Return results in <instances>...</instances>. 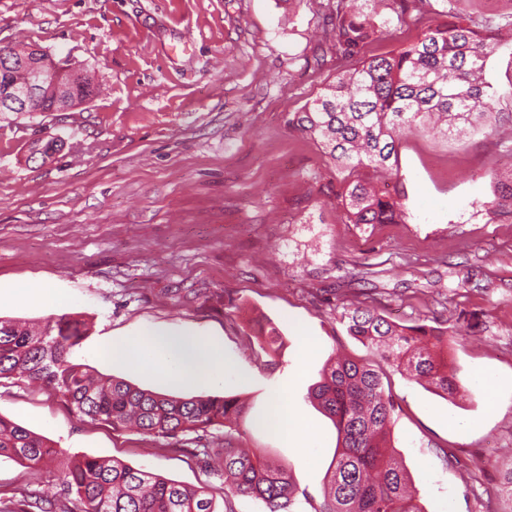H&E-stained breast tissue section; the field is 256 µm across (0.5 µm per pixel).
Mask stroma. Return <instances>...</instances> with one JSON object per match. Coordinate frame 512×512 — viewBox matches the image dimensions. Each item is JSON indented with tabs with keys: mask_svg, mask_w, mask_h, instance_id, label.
<instances>
[{
	"mask_svg": "<svg viewBox=\"0 0 512 512\" xmlns=\"http://www.w3.org/2000/svg\"><path fill=\"white\" fill-rule=\"evenodd\" d=\"M418 15L391 19L364 56L415 40ZM332 20L328 0H0V46L38 45L101 88L69 112L0 113V317L85 321L72 359L101 375L166 396L238 397L248 413L236 445L282 461L297 512L322 500L337 444L309 392L332 356L373 357L348 335L343 305L471 326L448 349L451 366L485 380L470 394L451 402L386 368L394 444L425 512H512L500 491L512 470V221L475 212L512 160L494 136L403 135L398 170L379 183L405 193L407 219L349 224L341 174L288 124L336 69ZM50 139L64 148L45 162L33 146ZM41 285L58 305L35 296ZM258 320L281 331L277 353L259 348ZM145 329L214 344L230 373L171 382L130 368L114 348ZM277 401L303 434L264 425ZM0 415L72 456L224 489L185 436L117 432L44 389L0 382ZM62 478L60 464L0 457V504L60 493Z\"/></svg>",
	"mask_w": 512,
	"mask_h": 512,
	"instance_id": "1",
	"label": "stroma"
}]
</instances>
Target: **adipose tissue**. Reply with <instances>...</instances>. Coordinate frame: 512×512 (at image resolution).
Instances as JSON below:
<instances>
[{"instance_id": "adipose-tissue-1", "label": "adipose tissue", "mask_w": 512, "mask_h": 512, "mask_svg": "<svg viewBox=\"0 0 512 512\" xmlns=\"http://www.w3.org/2000/svg\"><path fill=\"white\" fill-rule=\"evenodd\" d=\"M124 356L131 366L151 368L172 381L220 377L228 369L226 361L200 341L164 332H150L145 338L129 340Z\"/></svg>"}]
</instances>
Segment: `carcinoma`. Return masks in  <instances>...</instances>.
I'll return each mask as SVG.
<instances>
[{
    "instance_id": "cac0c4a2",
    "label": "carcinoma",
    "mask_w": 512,
    "mask_h": 512,
    "mask_svg": "<svg viewBox=\"0 0 512 512\" xmlns=\"http://www.w3.org/2000/svg\"><path fill=\"white\" fill-rule=\"evenodd\" d=\"M427 4L447 22L428 26L417 41L386 55L360 57L383 35L388 9L405 15L415 2ZM460 0H336L328 40L339 65L319 95L288 119V125L315 139L346 173L336 194L348 221L358 226L393 224L406 218L400 195L353 178L361 168L388 169L405 133L438 130L446 137L481 132L500 135L512 127V113L497 109L499 96L485 76L488 59L512 35V12L496 22L477 21L458 10ZM478 213L494 222L512 220V167L495 174L492 198ZM341 319L348 333L413 381L427 382L448 399L479 386L448 364V340L464 329L388 320L375 305L349 303ZM87 331L67 317L35 328L0 318V380L41 384L77 416L122 430L136 427L154 438L197 434L231 427L245 419L246 404L233 396L173 398L113 377L94 375L70 360ZM262 348L276 352L281 334L258 331ZM384 373L369 363L333 357L312 396L337 432L331 475L314 512H424L410 478L387 443L395 403ZM30 468L54 463L61 451L44 436L0 416V456ZM206 467L224 477V496L262 501L267 512H296V488L287 468L264 453L234 445L233 434L195 449ZM217 512L212 494L167 480L114 459H67L61 498L21 494L14 508L0 512Z\"/></svg>"
}]
</instances>
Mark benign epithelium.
Masks as SVG:
<instances>
[{"label":"benign epithelium","mask_w":512,"mask_h":512,"mask_svg":"<svg viewBox=\"0 0 512 512\" xmlns=\"http://www.w3.org/2000/svg\"><path fill=\"white\" fill-rule=\"evenodd\" d=\"M12 67L26 70L34 79L18 83L7 78L1 82L0 112H41L46 96L53 97L59 112L75 109L71 93L81 76L80 70L68 69L65 79L52 77L58 63L39 48H31L26 55L14 59Z\"/></svg>","instance_id":"obj_1"}]
</instances>
